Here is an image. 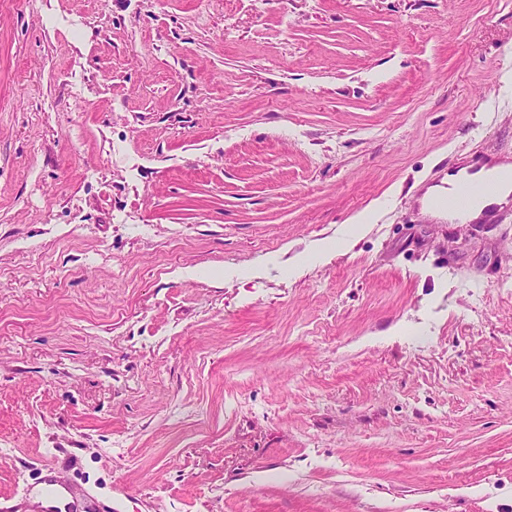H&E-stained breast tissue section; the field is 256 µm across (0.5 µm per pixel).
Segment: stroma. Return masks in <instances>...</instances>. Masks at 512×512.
Wrapping results in <instances>:
<instances>
[{"mask_svg":"<svg viewBox=\"0 0 512 512\" xmlns=\"http://www.w3.org/2000/svg\"><path fill=\"white\" fill-rule=\"evenodd\" d=\"M492 154L512 0H0V512H512ZM451 190L437 200V204L447 210L464 213L476 195L491 196L495 192L492 181L476 183L469 178L458 179Z\"/></svg>","mask_w":512,"mask_h":512,"instance_id":"35a3bbf8","label":"stroma"}]
</instances>
